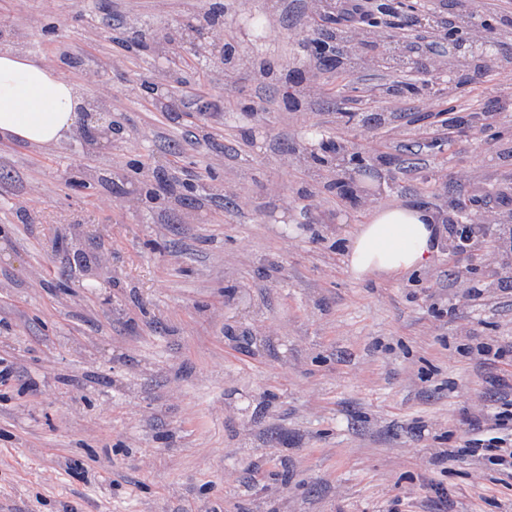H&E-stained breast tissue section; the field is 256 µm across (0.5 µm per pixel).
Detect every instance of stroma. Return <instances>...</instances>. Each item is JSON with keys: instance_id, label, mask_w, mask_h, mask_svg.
Returning <instances> with one entry per match:
<instances>
[{"instance_id": "1", "label": "stroma", "mask_w": 512, "mask_h": 512, "mask_svg": "<svg viewBox=\"0 0 512 512\" xmlns=\"http://www.w3.org/2000/svg\"><path fill=\"white\" fill-rule=\"evenodd\" d=\"M211 0H0V51L20 50L110 92L124 139L0 141V512H512V475L450 458L474 437L512 442L492 381L512 375V296L475 310L466 282L493 237L460 254L440 231L432 263L399 281L355 280L343 252L376 204L434 207L512 186V111L435 150L447 109L484 112L512 92V41L454 99L408 102L365 130L350 110L418 71L336 69L304 43L308 0H222L224 34L320 96L290 111L282 80L225 71L230 105L155 111L121 47L130 16L160 39ZM108 57L107 85L86 57ZM340 140L347 168L301 146Z\"/></svg>"}]
</instances>
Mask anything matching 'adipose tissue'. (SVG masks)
<instances>
[{"label": "adipose tissue", "instance_id": "adipose-tissue-1", "mask_svg": "<svg viewBox=\"0 0 512 512\" xmlns=\"http://www.w3.org/2000/svg\"><path fill=\"white\" fill-rule=\"evenodd\" d=\"M88 103L53 68L19 51L0 53V139L48 148L71 139ZM438 216L404 204L379 205L350 237L344 263L354 279L390 278L427 267L438 251Z\"/></svg>", "mask_w": 512, "mask_h": 512}]
</instances>
